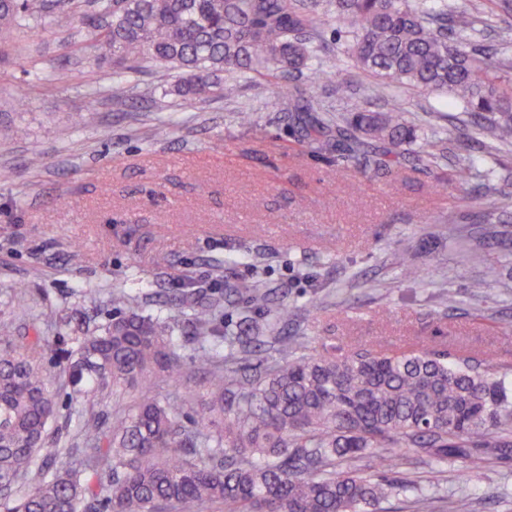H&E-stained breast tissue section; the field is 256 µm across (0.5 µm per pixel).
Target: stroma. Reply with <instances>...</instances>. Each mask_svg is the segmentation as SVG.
Returning <instances> with one entry per match:
<instances>
[{
    "label": "stroma",
    "instance_id": "stroma-1",
    "mask_svg": "<svg viewBox=\"0 0 512 512\" xmlns=\"http://www.w3.org/2000/svg\"><path fill=\"white\" fill-rule=\"evenodd\" d=\"M471 7L478 50L512 36V13L498 0ZM93 39L70 14L0 47V170L9 173L0 180V325L46 340L44 366L59 359L57 337L110 323L113 280L152 282L151 310L185 334L173 302L182 290L218 296L257 277L292 309L281 335L339 357L364 344L490 355L512 379V147L491 179L461 186L444 179L462 155L453 140L436 142V166L405 154L391 174L301 146L274 79L252 78L232 100L187 102L156 68L129 77V97L116 104L111 70L90 57ZM322 41L325 65L340 72L310 97L333 114L372 98L375 79L341 63L330 28ZM59 71L65 83L53 81ZM398 95L419 130L447 126L442 96ZM445 224L456 225L455 240L440 236ZM244 250L254 264L215 268ZM401 251L432 270L431 283L402 275ZM478 278L487 281L481 296L470 289ZM448 294L455 304L443 303ZM314 298L319 308L307 311ZM470 465V479L455 464L441 472L413 448L391 477L418 483L433 512H451L460 498L472 512H512V447L475 453Z\"/></svg>",
    "mask_w": 512,
    "mask_h": 512
}]
</instances>
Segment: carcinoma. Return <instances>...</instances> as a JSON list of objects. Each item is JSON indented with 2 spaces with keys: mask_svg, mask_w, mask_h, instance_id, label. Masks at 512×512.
Masks as SVG:
<instances>
[{
  "mask_svg": "<svg viewBox=\"0 0 512 512\" xmlns=\"http://www.w3.org/2000/svg\"><path fill=\"white\" fill-rule=\"evenodd\" d=\"M75 0H0V45L20 30H35ZM94 59L112 58V100L128 92V77L151 67L179 74L176 93L192 101L210 92L221 72L297 76L303 84L280 91L288 111L306 113L304 142L363 154L362 138L387 149L377 168L393 171L388 156L417 143L400 99L381 112L357 101L346 117L323 112L305 97L335 83V71L316 61L320 27L336 25L346 60L383 82L445 94L477 116L474 134L492 144L465 154L456 179L466 182L512 146V40L479 56L464 36L475 31L467 5L448 0H92ZM239 294L266 310L269 331L288 321L256 282ZM146 289L112 285V323L73 338L50 374L18 329L0 326V512H97L88 476L105 472L106 512H382L381 505L414 483L360 474L353 461L379 456L394 470L411 447L436 461H465L473 448L512 446V383L490 358L474 364L428 349L398 352L360 346L338 359L277 336L279 360L251 363L257 336L217 322L218 303L194 293L178 300L192 329L194 371L207 397L160 399L144 391L130 410L103 419L114 397L184 373L183 337L159 316L123 310L148 303ZM72 387L77 420L72 441L57 444L63 460L38 462L55 437L56 380ZM193 409L187 426L182 409ZM33 476L34 484L20 481Z\"/></svg>",
  "mask_w": 512,
  "mask_h": 512,
  "instance_id": "carcinoma-1",
  "label": "carcinoma"
}]
</instances>
